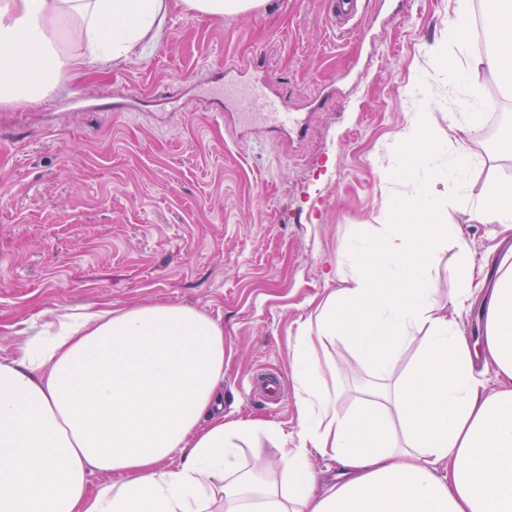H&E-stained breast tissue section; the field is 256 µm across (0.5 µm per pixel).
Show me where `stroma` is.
Returning <instances> with one entry per match:
<instances>
[{"label":"stroma","instance_id":"stroma-1","mask_svg":"<svg viewBox=\"0 0 512 512\" xmlns=\"http://www.w3.org/2000/svg\"><path fill=\"white\" fill-rule=\"evenodd\" d=\"M454 0H362L364 40L326 0H267L251 17L190 15L180 0L143 56L65 73L36 103H0V359L55 309L183 304L224 327V415L298 430L289 362L299 328L342 283L344 239L381 223L400 188L397 135L423 103ZM245 65L302 132L232 134L198 88ZM435 139H465L472 193L512 178L489 124L459 133L440 89ZM324 382L358 408L375 377L344 338L318 348ZM281 379L279 405L260 398Z\"/></svg>","mask_w":512,"mask_h":512}]
</instances>
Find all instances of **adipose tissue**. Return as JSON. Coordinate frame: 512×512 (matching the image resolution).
I'll return each mask as SVG.
<instances>
[{"instance_id":"adipose-tissue-1","label":"adipose tissue","mask_w":512,"mask_h":512,"mask_svg":"<svg viewBox=\"0 0 512 512\" xmlns=\"http://www.w3.org/2000/svg\"><path fill=\"white\" fill-rule=\"evenodd\" d=\"M472 11L455 0L446 41L431 49L461 94L462 127L484 121L467 97L474 77L512 88V0L483 13L496 46L479 54L461 33ZM167 14L168 0H0V102L39 101L64 72L143 53ZM431 122L416 112L401 131L413 150L391 176L404 192L385 224L347 239L341 288L300 328L296 443L261 419H225L224 328L206 312L60 314L54 336L0 360V512H512V251L488 279L447 221L458 211L512 238V182L471 195L473 156L463 143L447 153ZM450 247L455 286L443 300L434 260ZM481 285L475 344L448 311ZM339 336L382 380L356 410L340 409L319 375L317 347ZM487 371L497 388L483 385ZM259 434L279 444V482L242 468L240 448ZM315 453L336 461L339 479L312 469Z\"/></svg>"}]
</instances>
